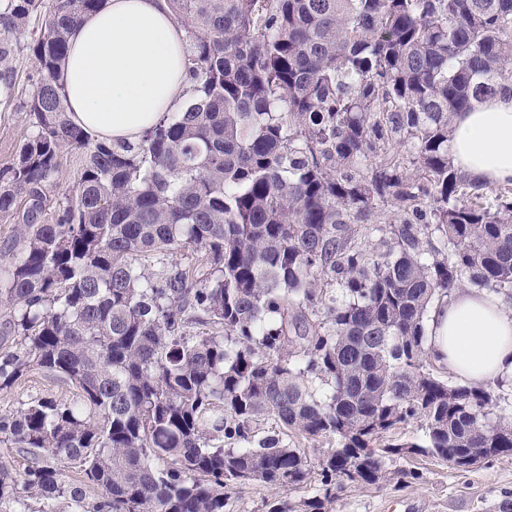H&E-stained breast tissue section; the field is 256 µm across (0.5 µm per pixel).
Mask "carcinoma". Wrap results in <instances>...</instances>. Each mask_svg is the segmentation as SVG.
Returning <instances> with one entry per match:
<instances>
[{
	"label": "carcinoma",
	"instance_id": "carcinoma-1",
	"mask_svg": "<svg viewBox=\"0 0 512 512\" xmlns=\"http://www.w3.org/2000/svg\"><path fill=\"white\" fill-rule=\"evenodd\" d=\"M99 3L0 0L7 100L15 34L41 19L32 132L0 170V390L34 371L75 389L0 416L28 462L0 470V504L224 512L256 483L266 512H330L387 456L512 455L496 396L444 379L425 334L460 288L512 296V185L486 202L448 151L454 114L512 85V0H169L191 97L135 146L64 104L71 27ZM66 151L78 179L53 207ZM414 421L422 438L385 440ZM298 439L336 448L314 463Z\"/></svg>",
	"mask_w": 512,
	"mask_h": 512
}]
</instances>
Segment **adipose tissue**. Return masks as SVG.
<instances>
[{"label":"adipose tissue","mask_w":512,"mask_h":512,"mask_svg":"<svg viewBox=\"0 0 512 512\" xmlns=\"http://www.w3.org/2000/svg\"><path fill=\"white\" fill-rule=\"evenodd\" d=\"M62 88L69 117L91 137L138 143L189 90L185 33L166 0H101L72 27ZM449 153L468 177L512 182V92L453 118ZM427 349L460 383L512 381V312L498 295L465 289L432 310Z\"/></svg>","instance_id":"adipose-tissue-1"}]
</instances>
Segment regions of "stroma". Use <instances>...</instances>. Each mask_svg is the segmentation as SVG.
<instances>
[{"label": "stroma", "instance_id": "obj_1", "mask_svg": "<svg viewBox=\"0 0 512 512\" xmlns=\"http://www.w3.org/2000/svg\"><path fill=\"white\" fill-rule=\"evenodd\" d=\"M24 95L0 101V167L15 159L30 132ZM66 384L40 373L12 388L0 390V414L16 412L31 399H72ZM385 467L393 475L418 471L419 479L401 486H350L340 494L334 512H502L512 502V455L485 461L466 471L454 469L426 455L390 457Z\"/></svg>", "mask_w": 512, "mask_h": 512}]
</instances>
